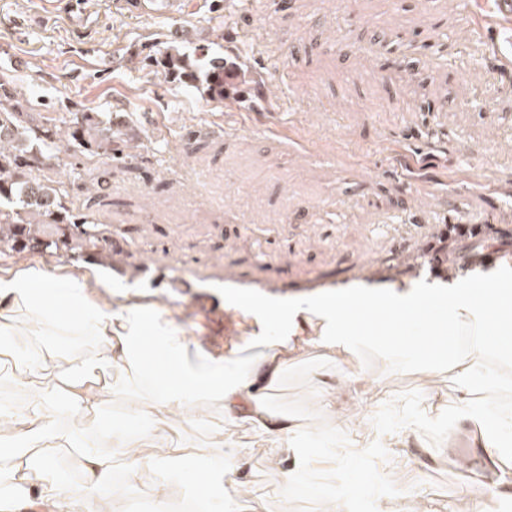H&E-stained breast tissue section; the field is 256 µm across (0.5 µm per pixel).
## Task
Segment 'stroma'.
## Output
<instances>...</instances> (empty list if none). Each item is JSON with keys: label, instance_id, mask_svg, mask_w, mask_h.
I'll use <instances>...</instances> for the list:
<instances>
[{"label": "stroma", "instance_id": "35a3bbf8", "mask_svg": "<svg viewBox=\"0 0 512 512\" xmlns=\"http://www.w3.org/2000/svg\"><path fill=\"white\" fill-rule=\"evenodd\" d=\"M203 37L243 58L267 96L220 108L140 64L145 44L190 53ZM3 72L38 99L155 122L123 160L97 157L62 178L77 202L90 179L102 182L112 208L97 219L124 237L127 263L148 269L135 282L105 273L101 301L154 304L209 352L233 343L254 353L255 314L275 315L281 295L444 288L490 270L486 255L512 261V17L499 0H434L430 12L424 0H291L286 10L279 0H0ZM191 136L200 150L187 149ZM463 144L475 152L467 164ZM409 179L420 183L411 200ZM450 213L487 233L449 238ZM172 269L190 289L169 287ZM351 366L373 400L341 390V366L313 348L264 393L274 414L303 426L293 452L324 451L321 466L286 477L289 452L275 437L216 408L210 425L183 423L176 440L201 469L219 454L213 428L241 448L234 512H317L329 497L341 512H380L417 487L426 512H476L490 474L455 419L448 373L391 370L369 346ZM114 384L100 419L148 428L151 415L126 406L138 381ZM327 384L340 388L336 414L307 433L311 397ZM399 406L422 427L406 447H376Z\"/></svg>", "mask_w": 512, "mask_h": 512}]
</instances>
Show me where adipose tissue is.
I'll return each mask as SVG.
<instances>
[{
    "label": "adipose tissue",
    "instance_id": "adipose-tissue-1",
    "mask_svg": "<svg viewBox=\"0 0 512 512\" xmlns=\"http://www.w3.org/2000/svg\"><path fill=\"white\" fill-rule=\"evenodd\" d=\"M379 323L375 338L398 368L453 373L456 415L473 430L474 447L483 449L495 479L486 503L512 494V410L488 401L487 391L512 392V268H501L478 285L461 282L440 291L411 288L377 293L367 288L337 292L335 297L289 303L273 318L257 315L252 342L256 356L214 355L187 336L155 308L131 300L119 308L99 302L84 278L45 274L40 267L0 269V340L22 357L19 386L56 372L67 393L65 416L48 412L41 402L23 406L0 403V512H112L109 496L117 485L136 486L153 472L157 489L154 512H167L166 485L175 475L205 483L208 493L195 498L198 512H231L224 494V464L200 470L179 450L165 459L130 457L139 436L170 448L180 421L197 419L199 402L223 408L227 417H245L253 429L278 437L294 436L297 424L273 418L262 393L309 347L346 358L363 333L360 314ZM46 335L87 336L93 345L66 358L43 348ZM136 373L151 395L127 399L131 413L149 407L153 424L145 434L129 425L103 422L98 405L112 394V374ZM80 445L86 491L48 494L45 484L55 467L52 457L39 464L40 477L25 475L24 449ZM124 459L116 468V459Z\"/></svg>",
    "mask_w": 512,
    "mask_h": 512
}]
</instances>
